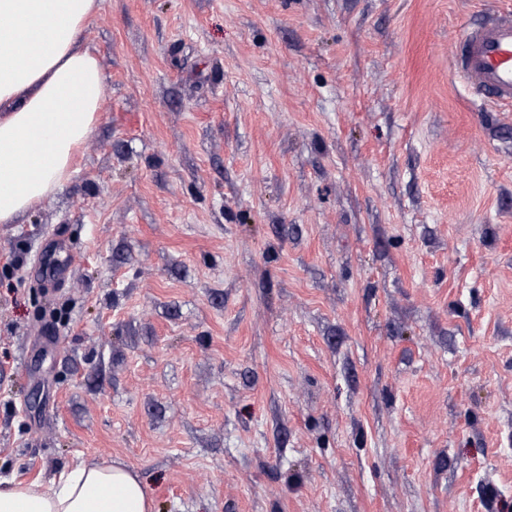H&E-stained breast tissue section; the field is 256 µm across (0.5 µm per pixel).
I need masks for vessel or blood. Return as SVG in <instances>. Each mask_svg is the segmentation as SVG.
<instances>
[{
  "label": "vessel or blood",
  "instance_id": "1",
  "mask_svg": "<svg viewBox=\"0 0 512 512\" xmlns=\"http://www.w3.org/2000/svg\"><path fill=\"white\" fill-rule=\"evenodd\" d=\"M450 67L471 95L489 105H512V15L491 23L465 25L455 44ZM42 280L55 283L66 269L54 255L37 260Z\"/></svg>",
  "mask_w": 512,
  "mask_h": 512
}]
</instances>
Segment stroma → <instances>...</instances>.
Instances as JSON below:
<instances>
[{
  "label": "stroma",
  "instance_id": "stroma-1",
  "mask_svg": "<svg viewBox=\"0 0 512 512\" xmlns=\"http://www.w3.org/2000/svg\"><path fill=\"white\" fill-rule=\"evenodd\" d=\"M510 12L100 0L94 130L0 224V476L120 461L155 512H512V108L449 67ZM36 261L42 280L55 283L65 277L67 268L63 267L61 261L54 254L38 257Z\"/></svg>",
  "mask_w": 512,
  "mask_h": 512
}]
</instances>
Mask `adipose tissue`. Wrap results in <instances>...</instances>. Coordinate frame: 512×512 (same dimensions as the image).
Instances as JSON below:
<instances>
[{"instance_id":"obj_1","label":"adipose tissue","mask_w":512,"mask_h":512,"mask_svg":"<svg viewBox=\"0 0 512 512\" xmlns=\"http://www.w3.org/2000/svg\"><path fill=\"white\" fill-rule=\"evenodd\" d=\"M97 0H0V224L14 223L70 177L106 76L80 45ZM0 512H153L138 473L78 462L46 481L0 478Z\"/></svg>"}]
</instances>
